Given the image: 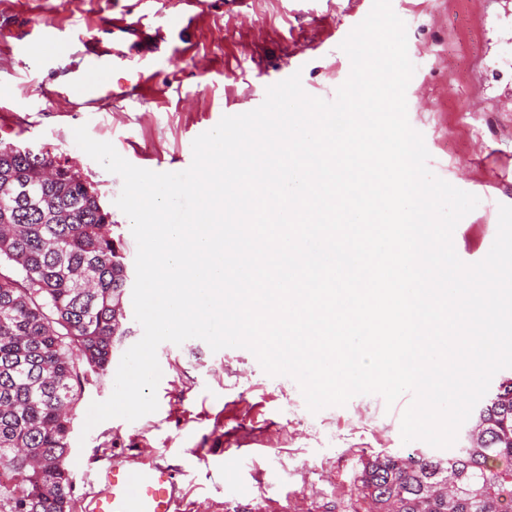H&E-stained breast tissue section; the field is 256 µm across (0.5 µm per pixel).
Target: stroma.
<instances>
[{"instance_id":"1","label":"stroma","mask_w":512,"mask_h":512,"mask_svg":"<svg viewBox=\"0 0 512 512\" xmlns=\"http://www.w3.org/2000/svg\"><path fill=\"white\" fill-rule=\"evenodd\" d=\"M373 0H205L204 13L172 45L191 40L196 51L160 64L156 93L128 103L121 115L111 104L95 109L49 94L61 75L82 58L80 35L91 20L132 9L134 0H0V28L34 23L67 24L76 35L69 48L50 49L35 61L0 39V139L35 149L44 147L76 162L98 188L112 213V233L128 259L137 243L129 218L115 205L120 176L106 171L75 143L73 130L86 126L97 141L111 143L134 166L180 172L192 163L193 140L222 116L259 107L269 86L301 72L304 91L334 100L351 63L340 45L370 12ZM407 28L408 56L415 66L407 87L408 119L430 153L438 177L476 195L479 205L457 224L453 244L468 264L488 254L498 229L500 205H512V0H391ZM299 51L296 66L288 55ZM161 405L129 422L109 419L91 431L83 426L92 402L107 400L112 375H89L76 409L70 445L82 456L76 471L75 512L84 497L99 492L85 471L108 460L133 462L143 448L164 450L166 463L179 467L185 448L223 456L224 438L240 435L264 448L263 456L241 462L225 458L215 473L194 472L191 502L211 498L219 512H261L273 499L279 512H294L308 487L318 494L308 512H354L355 476L361 459L377 453L398 457L422 451L444 458L448 452L415 440L403 443L401 416L411 401L403 395L386 406L378 395H359L346 405L310 412L297 383L269 376L244 348L212 351L198 338L170 345L160 358Z\"/></svg>"}]
</instances>
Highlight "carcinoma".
<instances>
[{"instance_id": "cac0c4a2", "label": "carcinoma", "mask_w": 512, "mask_h": 512, "mask_svg": "<svg viewBox=\"0 0 512 512\" xmlns=\"http://www.w3.org/2000/svg\"><path fill=\"white\" fill-rule=\"evenodd\" d=\"M121 250L76 164L0 140V512H73L82 382L109 372L124 333ZM476 418L446 459L361 462L362 512H512V376Z\"/></svg>"}]
</instances>
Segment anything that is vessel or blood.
Returning <instances> with one entry per match:
<instances>
[{
  "mask_svg": "<svg viewBox=\"0 0 512 512\" xmlns=\"http://www.w3.org/2000/svg\"><path fill=\"white\" fill-rule=\"evenodd\" d=\"M201 0H173L170 11L157 24L146 25L127 16L90 23L82 37V64L70 72L58 94H78L97 100L106 92L112 101L147 98L154 78V61L165 56L169 30L189 20ZM72 39L66 28L54 25L32 27L18 38L20 51L34 46H63ZM188 470L162 463L154 449L142 451L137 463H109L93 472L92 480L105 490L88 504L89 512H184Z\"/></svg>",
  "mask_w": 512,
  "mask_h": 512,
  "instance_id": "1",
  "label": "vessel or blood"
}]
</instances>
